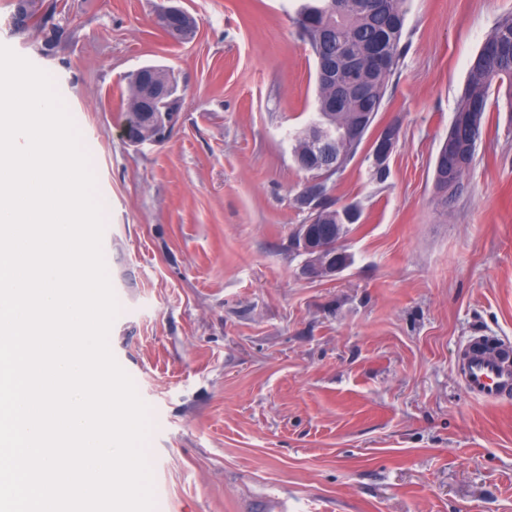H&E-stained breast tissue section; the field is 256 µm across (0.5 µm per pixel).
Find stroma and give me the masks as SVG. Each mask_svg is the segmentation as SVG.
Segmentation results:
<instances>
[{
    "label": "stroma",
    "instance_id": "obj_1",
    "mask_svg": "<svg viewBox=\"0 0 512 512\" xmlns=\"http://www.w3.org/2000/svg\"><path fill=\"white\" fill-rule=\"evenodd\" d=\"M0 44L53 79L107 201L119 315L111 351L149 407L154 512H512V400L464 389L465 346L512 343V112L491 110L463 189L434 165L470 68L512 0H406L405 51L374 125L398 139L385 182L356 155L332 177L361 217L350 264L317 278L295 244L310 211L294 134L317 120L304 0H42ZM173 73L164 143L120 134L129 75ZM154 17L156 25L164 30L166 36L173 42L184 43L192 40L197 33L198 25L187 29L182 25L186 18H194L182 6L177 5L181 0H161ZM195 19V18H194Z\"/></svg>",
    "mask_w": 512,
    "mask_h": 512
}]
</instances>
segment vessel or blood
I'll use <instances>...</instances> for the list:
<instances>
[{"label":"vessel or blood","instance_id":"vessel-or-blood-1","mask_svg":"<svg viewBox=\"0 0 512 512\" xmlns=\"http://www.w3.org/2000/svg\"><path fill=\"white\" fill-rule=\"evenodd\" d=\"M462 378L466 389L483 399L498 402L512 397V345L488 350L483 341L465 350Z\"/></svg>","mask_w":512,"mask_h":512}]
</instances>
